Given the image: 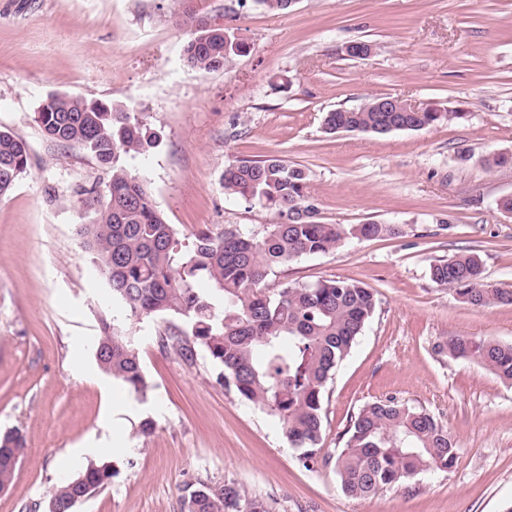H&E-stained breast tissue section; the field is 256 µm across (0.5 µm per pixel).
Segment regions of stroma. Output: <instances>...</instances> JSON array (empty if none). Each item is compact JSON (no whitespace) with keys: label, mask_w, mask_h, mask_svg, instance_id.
Listing matches in <instances>:
<instances>
[{"label":"stroma","mask_w":512,"mask_h":512,"mask_svg":"<svg viewBox=\"0 0 512 512\" xmlns=\"http://www.w3.org/2000/svg\"><path fill=\"white\" fill-rule=\"evenodd\" d=\"M183 6L230 27L249 53L224 72L187 71L175 19ZM360 40L375 53L346 56L343 45ZM52 92L144 112L160 142L127 165L183 238L278 223L222 188L226 167L265 156L308 169L318 221L400 226V237L353 239L281 266L268 285L342 278L377 294L327 384L325 454L344 447L361 406L394 396L447 426L455 465L348 497L333 467L305 466L277 418L218 383L205 352L188 365L160 351L159 317L140 324L147 401L100 371L92 339L112 299L76 230L92 219L79 191L108 177L35 123ZM373 96L457 118L385 135L325 133L326 112ZM0 130L22 135L30 152L0 197V433L18 427L27 441L0 512H28L104 460L114 477L74 512H182L196 478L236 480L288 512H502L512 502V383L435 349L452 336L512 343V304H463L429 278L431 263L474 253L487 281L512 287V216L498 207L512 195V0H296L285 14L252 0H0ZM497 155L510 163L487 165Z\"/></svg>","instance_id":"obj_1"}]
</instances>
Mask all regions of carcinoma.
<instances>
[{
	"label": "carcinoma",
	"instance_id": "cac0c4a2",
	"mask_svg": "<svg viewBox=\"0 0 512 512\" xmlns=\"http://www.w3.org/2000/svg\"><path fill=\"white\" fill-rule=\"evenodd\" d=\"M184 30L183 65L189 71L220 72L249 52L214 30L195 11L177 14ZM381 98L355 108H336L323 119L325 132L388 134L422 130L455 114L426 104L406 112L398 104L384 112ZM34 122L51 140L86 150L111 171L106 190H83L81 203L94 213L77 235L112 293V311L100 315L95 360L100 370L140 401L152 384L142 367L138 325L143 318H173L158 346L193 363L204 349L217 380L279 419L289 444L302 449L307 464L333 465L341 491L367 498L405 481L451 469L458 447L448 428L423 409L395 397L362 406L350 419L345 447L321 456L322 397L328 380L349 355L373 317L375 292L355 281L316 283L267 280L275 269L300 258L325 254L349 239L398 237L393 224H324L307 192L309 174L298 164L264 157L241 159L222 177L224 194L256 200L284 221L261 233L237 228L203 229L185 242L155 205L146 183L124 158L157 146L160 135L144 113L123 105L88 102L78 96L47 95ZM30 160L26 140L0 130V196L10 192ZM438 286L464 303L491 308L512 303V289L485 280L475 254L439 260L429 267ZM452 359L473 360L512 382V344L453 336L437 345ZM19 428L0 434V490L11 485L24 456ZM113 477L106 462L91 464L57 485L48 503L53 512L76 504ZM183 512H288V505L252 495L233 480L186 484Z\"/></svg>",
	"mask_w": 512,
	"mask_h": 512
}]
</instances>
